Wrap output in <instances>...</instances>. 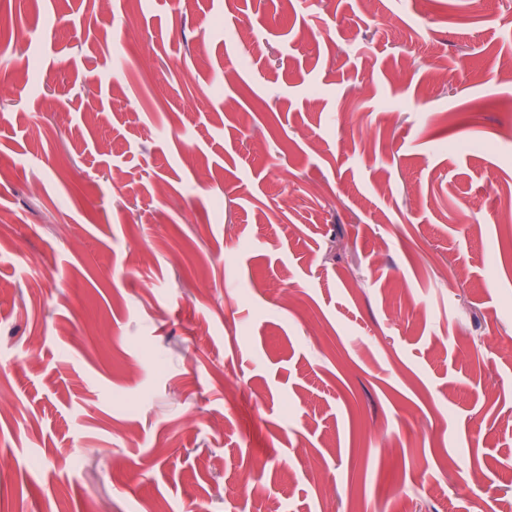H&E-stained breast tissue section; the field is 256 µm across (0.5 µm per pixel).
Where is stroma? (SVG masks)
Returning a JSON list of instances; mask_svg holds the SVG:
<instances>
[{
	"label": "stroma",
	"mask_w": 512,
	"mask_h": 512,
	"mask_svg": "<svg viewBox=\"0 0 512 512\" xmlns=\"http://www.w3.org/2000/svg\"><path fill=\"white\" fill-rule=\"evenodd\" d=\"M2 47L0 512L512 507V0H0Z\"/></svg>",
	"instance_id": "1"
}]
</instances>
